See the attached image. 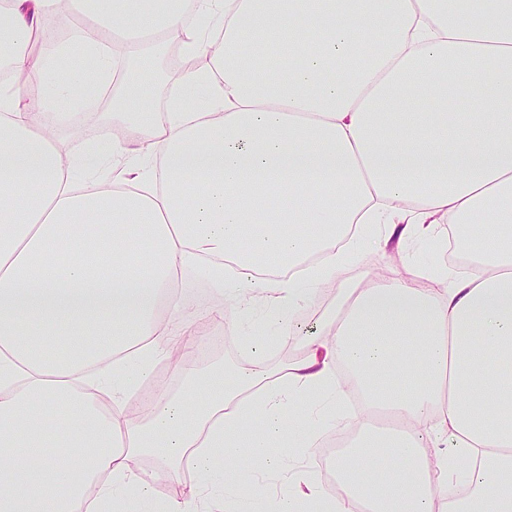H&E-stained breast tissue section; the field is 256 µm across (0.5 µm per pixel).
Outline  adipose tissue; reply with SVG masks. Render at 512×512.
Segmentation results:
<instances>
[{
	"instance_id": "1",
	"label": "adipose tissue",
	"mask_w": 512,
	"mask_h": 512,
	"mask_svg": "<svg viewBox=\"0 0 512 512\" xmlns=\"http://www.w3.org/2000/svg\"><path fill=\"white\" fill-rule=\"evenodd\" d=\"M61 1L0 0V63L26 76L0 87V512H207L218 496L224 512H512V0L488 15L483 0H65L84 20L59 41L43 20ZM121 42H176L204 64L159 104L137 83L154 51L120 72ZM89 45L93 70L69 67ZM116 71L126 92L95 146L47 132ZM135 152L152 175L123 167ZM476 219L472 273L342 289L286 372L250 335L232 388L214 368L125 418L156 363L201 343L187 277L267 294L284 342L343 267L351 225L436 244ZM350 396L358 437L334 484L288 466V442L316 447ZM244 451L287 490L257 494ZM151 454L205 483L157 503L132 465Z\"/></svg>"
}]
</instances>
